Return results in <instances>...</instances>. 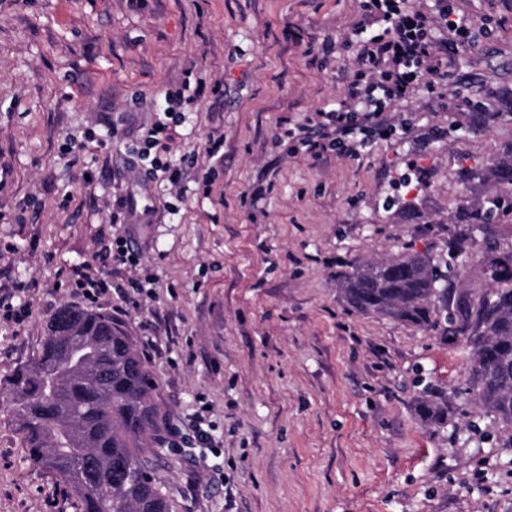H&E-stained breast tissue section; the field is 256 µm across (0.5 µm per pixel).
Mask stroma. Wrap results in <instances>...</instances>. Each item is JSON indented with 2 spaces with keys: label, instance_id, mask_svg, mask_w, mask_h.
I'll list each match as a JSON object with an SVG mask.
<instances>
[{
  "label": "stroma",
  "instance_id": "obj_1",
  "mask_svg": "<svg viewBox=\"0 0 512 512\" xmlns=\"http://www.w3.org/2000/svg\"><path fill=\"white\" fill-rule=\"evenodd\" d=\"M457 3L487 33L451 82L397 107V134L359 159L316 163L278 121L343 96L353 64L324 47L359 0H0V379L38 355L61 305L86 307L154 343L172 512H512V430L469 394L463 338L336 292L355 260L443 253L449 227L512 195L464 178L512 163V0ZM185 81L195 101L167 156L182 188L138 183L125 148ZM73 139L89 143L74 164ZM130 196L153 212L110 224ZM122 241L135 264L100 259ZM89 266L109 284L91 303L75 289ZM420 378L447 396V425L418 419ZM74 503L0 403V512Z\"/></svg>",
  "mask_w": 512,
  "mask_h": 512
}]
</instances>
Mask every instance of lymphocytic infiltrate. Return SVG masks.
Masks as SVG:
<instances>
[{"mask_svg": "<svg viewBox=\"0 0 512 512\" xmlns=\"http://www.w3.org/2000/svg\"><path fill=\"white\" fill-rule=\"evenodd\" d=\"M474 27L456 0H433L427 8L418 0H362L351 36L341 45L352 54L354 65L344 97L334 107L316 109L297 128L309 158L317 162L334 153L356 159L373 139L396 132L388 112L446 80L451 53L473 41ZM192 102L184 89L165 90L162 119L127 147L130 169L180 187L184 171L163 156L183 109Z\"/></svg>", "mask_w": 512, "mask_h": 512, "instance_id": "f902f5d3", "label": "lymphocytic infiltrate"}]
</instances>
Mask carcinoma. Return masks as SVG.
<instances>
[{"label":"carcinoma","instance_id":"1","mask_svg":"<svg viewBox=\"0 0 512 512\" xmlns=\"http://www.w3.org/2000/svg\"><path fill=\"white\" fill-rule=\"evenodd\" d=\"M512 221V196H494L448 237V253L468 255L483 235L480 294L449 287L427 253L362 261L337 283L352 310L442 336L473 350L468 382L486 414L512 427V238L494 224ZM159 383L122 326L72 305L49 320L42 350L0 379L9 423L28 458L77 497V512H171L156 476L161 444ZM416 412L425 426L448 421V401L424 393Z\"/></svg>","mask_w":512,"mask_h":512}]
</instances>
